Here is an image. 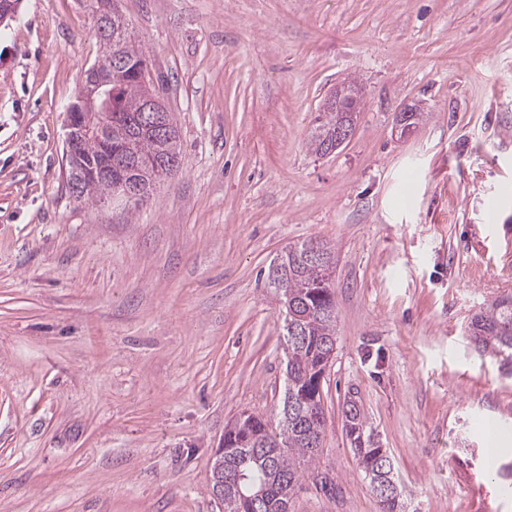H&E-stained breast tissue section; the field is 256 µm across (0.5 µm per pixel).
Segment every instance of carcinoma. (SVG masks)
<instances>
[{
	"label": "carcinoma",
	"instance_id": "carcinoma-1",
	"mask_svg": "<svg viewBox=\"0 0 512 512\" xmlns=\"http://www.w3.org/2000/svg\"><path fill=\"white\" fill-rule=\"evenodd\" d=\"M96 22H108V35L100 36L98 59L87 69L97 81L112 85V108L92 117L94 131L81 140L79 165L86 170L75 191L80 201L96 202L121 191L120 184L139 188L150 196L156 183L177 175L170 166L181 158L174 118L170 131L156 132L144 112L150 95L164 92L162 81L144 82L150 61L114 0H91ZM344 107L331 105L316 118L308 138L310 151L325 156L336 150V127L350 117L357 121L360 88L343 85ZM112 163V177L91 170ZM316 242L305 240L288 247L276 264L262 273L263 287L271 288L286 309L284 353L286 382L280 418L273 429L261 418L243 414L224 428V462L213 465L210 491L221 488L224 512H289L301 486L303 469L315 463L325 428L322 380L336 335V306L330 277L334 251L326 244L323 259L313 255ZM474 348L501 358L512 375V293L484 304L468 325ZM347 434L355 447L371 488L391 483L387 452L365 434L361 409L349 400L345 409ZM381 512H405L397 489L376 493Z\"/></svg>",
	"mask_w": 512,
	"mask_h": 512
}]
</instances>
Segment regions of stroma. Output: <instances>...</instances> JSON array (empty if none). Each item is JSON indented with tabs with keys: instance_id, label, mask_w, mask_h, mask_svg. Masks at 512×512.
<instances>
[{
	"instance_id": "obj_1",
	"label": "stroma",
	"mask_w": 512,
	"mask_h": 512,
	"mask_svg": "<svg viewBox=\"0 0 512 512\" xmlns=\"http://www.w3.org/2000/svg\"><path fill=\"white\" fill-rule=\"evenodd\" d=\"M117 4L183 151L138 203L67 183L65 112L100 47L85 0H20L0 25V512H223L225 425L275 421L284 391L257 274L308 239L335 251L336 349L290 512H380L352 395L406 512H512V440L491 461L485 432L512 437V376L468 333L512 293V0ZM352 79L354 134L316 156ZM342 88L346 91L345 95L341 88H337L334 95L337 100H340L343 95L345 98L349 97L347 103L342 108H336V103H334L319 113L316 118V124L309 134L308 147L316 155L326 156L339 149L349 140L354 131V125L357 122L361 109V94H359L361 90L354 82H348ZM354 98L357 99L356 102L353 101ZM345 114H348L353 123H348L349 119L348 122L344 121L348 118L345 117ZM340 123L342 124L339 125ZM344 412L347 434L355 447L354 450L373 492L375 488L381 487L385 483L390 485L393 480L392 475L388 476L391 473V467L384 466L389 456L384 448H378L380 445L374 442L370 434H365L361 409L356 402L349 400Z\"/></svg>"
}]
</instances>
